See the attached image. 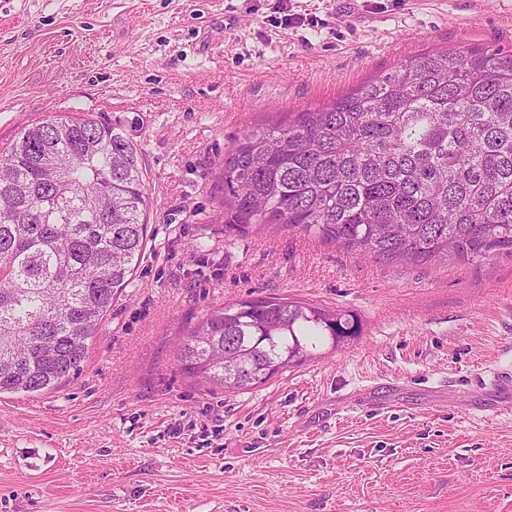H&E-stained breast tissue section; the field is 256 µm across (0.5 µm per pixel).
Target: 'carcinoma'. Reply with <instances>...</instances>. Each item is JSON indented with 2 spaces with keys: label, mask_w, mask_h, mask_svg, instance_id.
Instances as JSON below:
<instances>
[{
  "label": "carcinoma",
  "mask_w": 512,
  "mask_h": 512,
  "mask_svg": "<svg viewBox=\"0 0 512 512\" xmlns=\"http://www.w3.org/2000/svg\"><path fill=\"white\" fill-rule=\"evenodd\" d=\"M224 200L260 227L401 265L512 256V50L419 53L291 124L245 131ZM147 207L138 150L104 119L53 117L0 147V394L81 371L145 249ZM360 332L336 309L246 299L188 331L178 363L234 393Z\"/></svg>",
  "instance_id": "carcinoma-1"
}]
</instances>
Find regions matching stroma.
Returning a JSON list of instances; mask_svg holds the SVG:
<instances>
[{
	"label": "stroma",
	"instance_id": "1",
	"mask_svg": "<svg viewBox=\"0 0 512 512\" xmlns=\"http://www.w3.org/2000/svg\"><path fill=\"white\" fill-rule=\"evenodd\" d=\"M473 46L512 49V0H0V146L103 117L149 199L82 374L0 396V512H512V257L404 267L222 204L244 131ZM269 296L361 334L230 396L183 375L178 335Z\"/></svg>",
	"mask_w": 512,
	"mask_h": 512
}]
</instances>
